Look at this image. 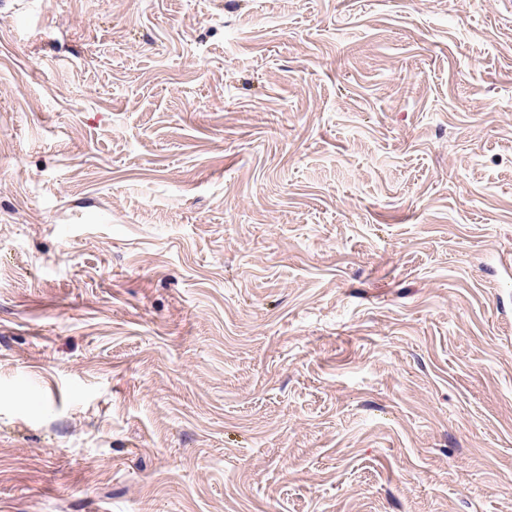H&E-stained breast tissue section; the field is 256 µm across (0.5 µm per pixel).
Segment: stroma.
Listing matches in <instances>:
<instances>
[{
  "instance_id": "35a3bbf8",
  "label": "stroma",
  "mask_w": 512,
  "mask_h": 512,
  "mask_svg": "<svg viewBox=\"0 0 512 512\" xmlns=\"http://www.w3.org/2000/svg\"><path fill=\"white\" fill-rule=\"evenodd\" d=\"M512 0L0 8V512H512Z\"/></svg>"
}]
</instances>
